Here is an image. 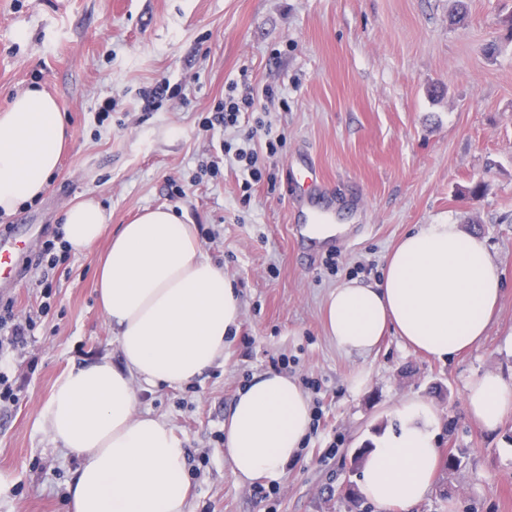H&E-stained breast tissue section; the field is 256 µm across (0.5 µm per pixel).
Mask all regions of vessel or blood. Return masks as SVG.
Listing matches in <instances>:
<instances>
[{
  "label": "vessel or blood",
  "mask_w": 512,
  "mask_h": 512,
  "mask_svg": "<svg viewBox=\"0 0 512 512\" xmlns=\"http://www.w3.org/2000/svg\"><path fill=\"white\" fill-rule=\"evenodd\" d=\"M292 173L303 174L302 190L293 203L294 208L303 212L302 221L293 225L292 236L301 248L317 252L325 248L327 239L313 235L309 227L313 224H330L336 218L334 203L323 197L324 185L311 170L307 158H299L291 167ZM31 241L18 234L0 235V284L14 282L19 275L20 256L30 249Z\"/></svg>",
  "instance_id": "1"
}]
</instances>
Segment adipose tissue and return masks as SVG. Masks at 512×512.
Here are the masks:
<instances>
[{
	"label": "adipose tissue",
	"instance_id": "adipose-tissue-1",
	"mask_svg": "<svg viewBox=\"0 0 512 512\" xmlns=\"http://www.w3.org/2000/svg\"><path fill=\"white\" fill-rule=\"evenodd\" d=\"M66 128L57 101L30 88L0 114V211L39 198L56 170ZM109 216L86 199L63 211L73 252L103 234ZM97 299L118 329L123 367L104 360L64 372L39 415L54 443L83 465L70 486V512H187L184 450L162 418L135 410V381L189 382L224 355L239 326L241 299L203 253L192 225L170 208L124 225L97 272ZM503 294L483 237L459 225L422 224L387 256L373 285L349 280L325 302L337 348L370 353L387 332L439 360L481 342ZM470 418L495 430L512 415V380L488 371L466 386ZM406 421L365 457L360 490L378 512H407L434 490L440 453L428 429L432 407L402 403ZM308 397L288 376L253 377L224 423V453L243 481L279 473L298 457L310 425Z\"/></svg>",
	"mask_w": 512,
	"mask_h": 512
}]
</instances>
